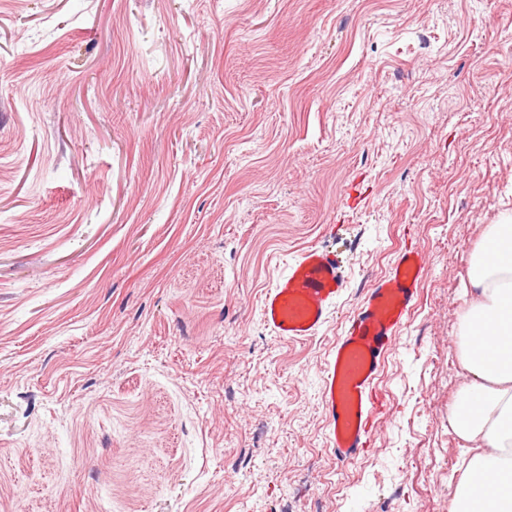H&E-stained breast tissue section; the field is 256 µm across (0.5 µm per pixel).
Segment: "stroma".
Instances as JSON below:
<instances>
[{
	"label": "stroma",
	"mask_w": 512,
	"mask_h": 512,
	"mask_svg": "<svg viewBox=\"0 0 512 512\" xmlns=\"http://www.w3.org/2000/svg\"><path fill=\"white\" fill-rule=\"evenodd\" d=\"M512 209V0H0V512H448L466 260ZM309 246L348 286L273 336ZM426 256L371 446L329 352ZM347 285L338 256L312 246L288 265V271L268 288L261 315L270 332L279 338L315 335Z\"/></svg>",
	"instance_id": "1"
}]
</instances>
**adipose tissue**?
Instances as JSON below:
<instances>
[{
    "mask_svg": "<svg viewBox=\"0 0 512 512\" xmlns=\"http://www.w3.org/2000/svg\"><path fill=\"white\" fill-rule=\"evenodd\" d=\"M464 291L458 353L468 380L450 424L470 449L450 512H512V212L470 253Z\"/></svg>",
    "mask_w": 512,
    "mask_h": 512,
    "instance_id": "1",
    "label": "adipose tissue"
}]
</instances>
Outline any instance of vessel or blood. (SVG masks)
<instances>
[{
  "label": "vessel or blood",
  "instance_id": "obj_1",
  "mask_svg": "<svg viewBox=\"0 0 512 512\" xmlns=\"http://www.w3.org/2000/svg\"><path fill=\"white\" fill-rule=\"evenodd\" d=\"M424 275L421 251L400 253L390 271L367 289L336 339L322 376L321 407L332 450L340 462L361 454L381 412L373 387L416 303ZM346 285L338 256L310 247L266 290L261 304L263 322L279 338L315 335Z\"/></svg>",
  "mask_w": 512,
  "mask_h": 512
}]
</instances>
